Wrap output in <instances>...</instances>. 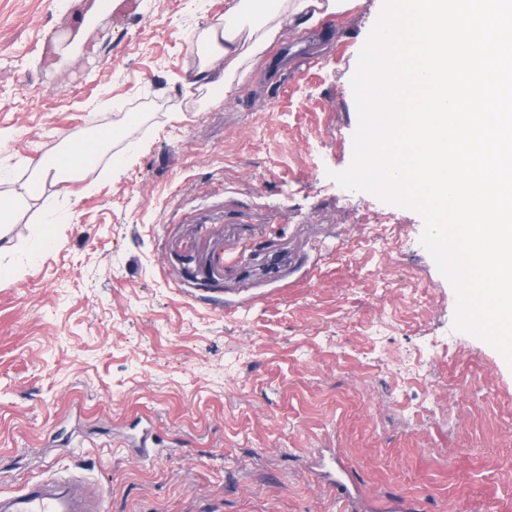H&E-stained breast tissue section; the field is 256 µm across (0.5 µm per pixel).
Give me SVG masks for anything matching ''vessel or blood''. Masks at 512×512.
<instances>
[{"label": "vessel or blood", "instance_id": "1", "mask_svg": "<svg viewBox=\"0 0 512 512\" xmlns=\"http://www.w3.org/2000/svg\"><path fill=\"white\" fill-rule=\"evenodd\" d=\"M228 249L241 256L246 245L239 239L208 244L209 273H220L224 266V252ZM117 445L132 448L135 458L142 462L154 461L167 453L163 440L149 422L141 426L133 440L121 439ZM326 468L328 486L344 504L345 512H420V506L415 502L395 500L382 504L367 495L353 481L352 467L343 455H331ZM0 512H104V503L99 493L91 491L83 474L60 469L24 482L17 489L0 491Z\"/></svg>", "mask_w": 512, "mask_h": 512}]
</instances>
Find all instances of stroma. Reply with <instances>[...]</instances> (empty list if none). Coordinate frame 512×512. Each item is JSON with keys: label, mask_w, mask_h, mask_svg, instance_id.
Here are the masks:
<instances>
[{"label": "stroma", "mask_w": 512, "mask_h": 512, "mask_svg": "<svg viewBox=\"0 0 512 512\" xmlns=\"http://www.w3.org/2000/svg\"><path fill=\"white\" fill-rule=\"evenodd\" d=\"M224 2L0 0V193L63 137L141 119L119 164L87 168L67 201L45 184L0 241V491L80 467L107 512H339L315 470L334 448L373 496L512 512V366L457 328L422 215L333 178L383 0L284 27L204 107L195 42ZM228 209L262 228L210 289L184 245L231 236ZM292 251L307 263L275 280ZM138 417L176 456L111 447ZM71 431L81 455L48 447Z\"/></svg>", "instance_id": "obj_1"}]
</instances>
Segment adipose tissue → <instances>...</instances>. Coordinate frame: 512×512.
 <instances>
[{
  "mask_svg": "<svg viewBox=\"0 0 512 512\" xmlns=\"http://www.w3.org/2000/svg\"><path fill=\"white\" fill-rule=\"evenodd\" d=\"M353 0H232L230 9L212 21L200 35L195 83L209 105L220 104L238 71L253 64L276 41L283 26H305L332 13H341ZM111 130L88 140L65 139L61 156L41 157L34 164L36 180L52 181L60 194H69L85 164L105 157L112 148Z\"/></svg>",
  "mask_w": 512,
  "mask_h": 512,
  "instance_id": "adipose-tissue-1",
  "label": "adipose tissue"
}]
</instances>
